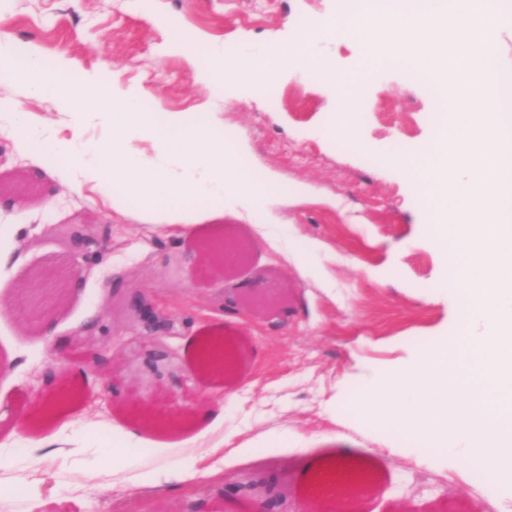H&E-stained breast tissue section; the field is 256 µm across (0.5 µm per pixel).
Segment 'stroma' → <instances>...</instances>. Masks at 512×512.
I'll return each instance as SVG.
<instances>
[{
    "label": "stroma",
    "mask_w": 512,
    "mask_h": 512,
    "mask_svg": "<svg viewBox=\"0 0 512 512\" xmlns=\"http://www.w3.org/2000/svg\"><path fill=\"white\" fill-rule=\"evenodd\" d=\"M336 0H0V39L65 57L67 83L82 74L119 73L143 104L190 121L214 118L249 147L245 168L276 174L266 206L279 218L258 232L214 213L209 201L190 237L155 223L142 205L66 186V162L47 143L24 146L0 130V173L23 171L21 202L0 208V433L11 453L0 462V512H224V488L256 477L289 486L290 512H304L316 474L357 475V512H512V495L486 486L478 469L437 458L387 419L346 417L366 383L414 362L425 344L452 342L460 325L459 287L444 284L445 250L424 236L425 201L399 167L365 153L411 154L433 133L435 98L398 63L382 60L356 102L353 137L336 135V90L281 72L274 92L227 85L215 95L194 79L212 47L292 40L306 19L333 22ZM186 54L166 46L175 31ZM21 100L50 140L71 138L56 103L0 83V99ZM108 239L85 264L79 294L53 322L54 338L24 327L16 308L29 275L60 264L73 247L69 225ZM244 240L251 248L233 273L198 265L197 241ZM319 247L307 272L288 243ZM143 284L178 337L151 340L120 314L105 313L108 279ZM266 286L275 304L261 318L233 305L240 288ZM222 335L238 366L235 383L199 384L200 345ZM222 413L209 427L201 412ZM242 446L219 476L167 480L189 455L220 440Z\"/></svg>",
    "instance_id": "35a3bbf8"
}]
</instances>
